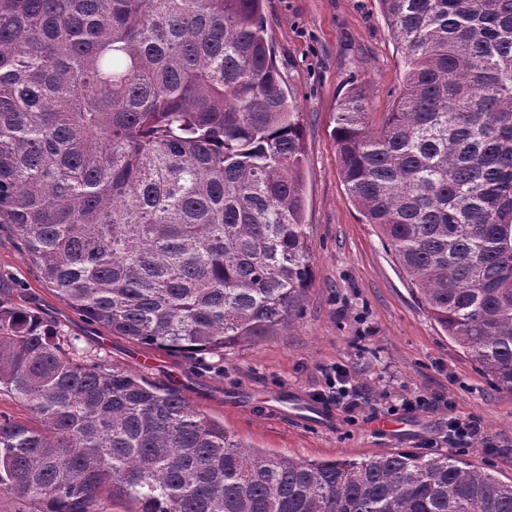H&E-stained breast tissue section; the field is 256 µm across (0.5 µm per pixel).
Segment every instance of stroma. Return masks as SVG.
Listing matches in <instances>:
<instances>
[{"instance_id": "obj_1", "label": "stroma", "mask_w": 512, "mask_h": 512, "mask_svg": "<svg viewBox=\"0 0 512 512\" xmlns=\"http://www.w3.org/2000/svg\"><path fill=\"white\" fill-rule=\"evenodd\" d=\"M267 38L282 87L303 129L304 220L312 277L300 316L276 335L223 356L149 350L86 323L55 297L9 226L0 227V288L44 313L108 365L180 384L189 403L223 422L241 443L299 460L365 459L431 444L512 479V391L479 372L429 317L346 193L336 142L338 105L362 86L372 125L404 85L401 55L377 0H263ZM349 370L355 413L316 398L330 365ZM430 407L389 416L404 396ZM478 420L489 440L448 442V410ZM314 408L317 418L301 415Z\"/></svg>"}]
</instances>
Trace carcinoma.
Wrapping results in <instances>:
<instances>
[{
  "label": "carcinoma",
  "mask_w": 512,
  "mask_h": 512,
  "mask_svg": "<svg viewBox=\"0 0 512 512\" xmlns=\"http://www.w3.org/2000/svg\"><path fill=\"white\" fill-rule=\"evenodd\" d=\"M406 66L358 89L344 186L430 318L512 391V0H378ZM262 0H0V224L88 323L193 356L299 315L310 280L303 132ZM0 291V491L22 512H512V482L397 449H249L179 385L110 368Z\"/></svg>",
  "instance_id": "1"
}]
</instances>
